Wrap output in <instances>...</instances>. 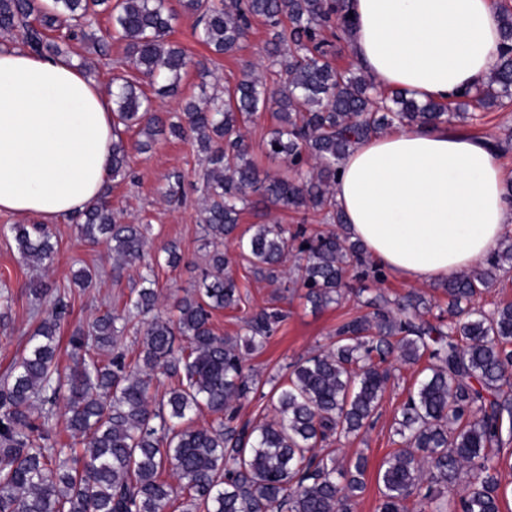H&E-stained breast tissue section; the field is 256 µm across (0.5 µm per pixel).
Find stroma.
Instances as JSON below:
<instances>
[{
	"instance_id": "35a3bbf8",
	"label": "stroma",
	"mask_w": 512,
	"mask_h": 512,
	"mask_svg": "<svg viewBox=\"0 0 512 512\" xmlns=\"http://www.w3.org/2000/svg\"><path fill=\"white\" fill-rule=\"evenodd\" d=\"M194 21V16L184 14L174 26L171 39L185 47L193 64L182 78L179 96L156 100L155 106L160 112L180 111L183 99L200 95L196 64L206 61L209 53L193 35ZM266 37L265 26L261 22H253L241 50L218 60L214 82L225 83L238 74L245 62H260L259 49ZM124 139L130 146L131 176L112 182V206L124 222L143 227L152 248H159L169 241L179 244L182 261L178 266L163 263L154 268V279L160 294L156 312L160 316L171 317L175 314V297L183 296L186 290L196 285L207 252L199 224L200 200L197 191L203 162L196 146L188 140L161 136L148 152L142 153L135 146V133H126ZM175 170L185 176V194L182 203L170 205L163 202L162 191L167 175ZM271 221L285 224L291 229L301 223L311 234L327 228L320 214L311 212L301 215L285 208L269 209L259 204L242 215L239 230L245 233L251 225ZM50 229L57 254L53 267L47 270L28 263L18 252L15 241L0 233V292L8 293L11 304L6 324L0 325V374L22 352L28 336L50 307L49 301H37L30 294V281L41 280L46 287L66 291L71 297V316L61 330L63 342L59 355L64 361L69 358V338L75 328H89L107 309H122L133 289L141 285L136 271L114 275L112 258L107 250L84 244L69 220H58L51 224ZM82 266L97 272L96 288L82 292L72 283L73 270ZM232 274L240 302L235 308L215 312L213 324L216 333L221 336L243 334L244 317L269 305L279 294L277 286L256 280L246 265L233 266ZM284 307L289 312L287 321L263 349L248 358L259 384L249 401L241 405L239 420L259 423L271 419L275 404L273 394L276 388L287 383L291 365L329 348L334 341L336 326L357 313L350 300L323 310H313L298 291L291 295ZM418 371L415 365L393 364L391 381L374 424L366 432L340 443L341 450L337 454L340 464H349L360 456L367 461L366 486L357 499L356 512H378L380 486L377 472L383 460L401 446V439L395 433L394 418L406 401Z\"/></svg>"
}]
</instances>
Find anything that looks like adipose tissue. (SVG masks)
<instances>
[{
	"mask_svg": "<svg viewBox=\"0 0 512 512\" xmlns=\"http://www.w3.org/2000/svg\"><path fill=\"white\" fill-rule=\"evenodd\" d=\"M346 40L383 91L446 102L486 82L502 36L491 0H350ZM112 98L65 57L0 45V213L50 224L102 193ZM492 137L457 126L388 131L354 147L336 181L352 239L389 273L441 281L512 233Z\"/></svg>",
	"mask_w": 512,
	"mask_h": 512,
	"instance_id": "1",
	"label": "adipose tissue"
}]
</instances>
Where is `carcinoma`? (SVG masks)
Returning a JSON list of instances; mask_svg holds the SVG:
<instances>
[{
  "instance_id": "carcinoma-1",
  "label": "carcinoma",
  "mask_w": 512,
  "mask_h": 512,
  "mask_svg": "<svg viewBox=\"0 0 512 512\" xmlns=\"http://www.w3.org/2000/svg\"><path fill=\"white\" fill-rule=\"evenodd\" d=\"M112 18L111 38L125 44L139 73L157 79V95L178 92L190 63L169 40L182 13L197 17V40L218 59L240 48L251 20L268 30L261 55L280 66L283 81L270 87L253 64L240 77L188 100L176 119L154 103L127 72L112 79L115 140L108 162L112 179L125 178L123 134L136 131L145 150L160 135L194 140L204 158L202 224L212 247L197 288L175 300L176 319L147 323L143 349L128 358L120 339L123 319L107 312L91 329L77 330L70 345L91 346L107 360L81 357L61 366L57 351L71 310L57 293L48 315L28 337L11 369L0 378V512H353L365 488L359 456L344 467L324 446L371 426L390 380L389 359L428 374L417 381L401 409L396 433L402 447L382 463L378 512H501L504 450L512 446V303L487 311L477 303L497 273L512 271V238L502 240L486 266L439 284L448 316H431L421 294L391 301L370 287L385 271L364 246L350 239L335 197L339 164L355 145L386 131L422 124H464L470 107L503 110L512 103V7L499 4L503 37L487 81L447 104L422 102L405 91L387 95L361 69L338 68L329 58L325 30L349 33L346 0H0V34L21 33L22 44L46 56H63L73 41L93 42L97 17ZM276 124L264 141L268 159L297 174L280 177L259 168L246 130L258 113ZM164 196L179 195L184 174L166 177ZM111 188L71 217L79 238L112 253L113 272L141 266L147 240L138 224L121 222ZM269 206L323 215L340 231L307 233L277 222L252 225L237 235L240 215L254 198ZM21 256L42 267L56 254L47 224H12ZM239 251L259 281L302 288L315 310L354 295L368 312L343 321L332 347L293 365L276 390L275 416L263 423H235L236 405L257 390L246 356L263 348L287 318L278 305L245 320V337L216 334L213 312L238 305L229 249ZM293 259L291 270L285 269ZM130 306L145 315L159 293L147 275ZM188 345L176 348L177 338ZM177 379L160 397L150 395L157 375ZM64 428L78 441L49 444V422L58 405ZM207 410V426L185 423Z\"/></svg>"
}]
</instances>
